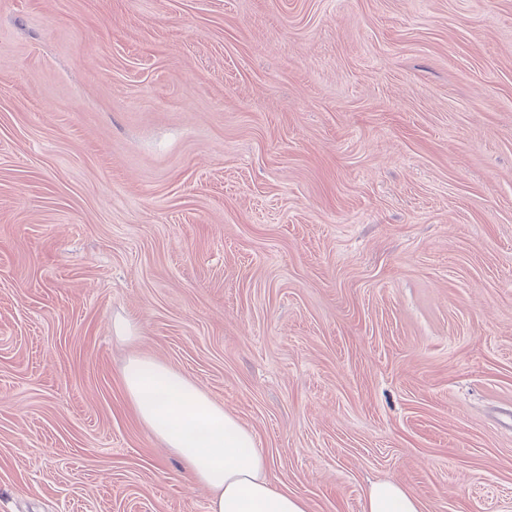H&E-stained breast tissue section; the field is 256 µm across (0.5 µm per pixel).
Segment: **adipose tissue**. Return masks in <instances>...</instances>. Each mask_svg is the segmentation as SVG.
<instances>
[{"label": "adipose tissue", "mask_w": 512, "mask_h": 512, "mask_svg": "<svg viewBox=\"0 0 512 512\" xmlns=\"http://www.w3.org/2000/svg\"><path fill=\"white\" fill-rule=\"evenodd\" d=\"M136 417L206 487L209 512H308L305 499L276 488L272 462L254 433L188 378L157 359L135 355L122 372ZM362 512H422L414 492L385 481L367 490Z\"/></svg>", "instance_id": "1"}]
</instances>
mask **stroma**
Returning a JSON list of instances; mask_svg holds the SVG:
<instances>
[{"mask_svg": "<svg viewBox=\"0 0 512 512\" xmlns=\"http://www.w3.org/2000/svg\"><path fill=\"white\" fill-rule=\"evenodd\" d=\"M135 354L308 512H512V0H0V512H208ZM362 512H422V509L414 492L397 482L385 481L369 487Z\"/></svg>", "mask_w": 512, "mask_h": 512, "instance_id": "1", "label": "stroma"}]
</instances>
